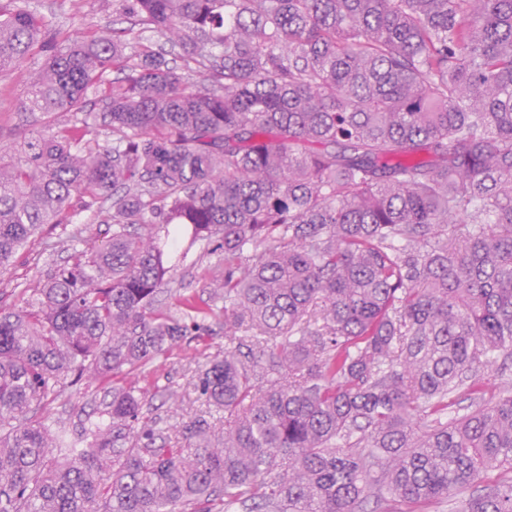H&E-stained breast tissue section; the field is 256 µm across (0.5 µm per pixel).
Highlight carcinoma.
Listing matches in <instances>:
<instances>
[{"label": "carcinoma", "mask_w": 512, "mask_h": 512, "mask_svg": "<svg viewBox=\"0 0 512 512\" xmlns=\"http://www.w3.org/2000/svg\"><path fill=\"white\" fill-rule=\"evenodd\" d=\"M122 2L67 43L0 0V74L44 58L0 147V273L94 207L112 228L0 307V512H365L512 470V393L479 401L512 358V0ZM183 236L224 257L178 318ZM217 316L208 413L140 420L129 376ZM65 376L105 383L79 439L42 413ZM457 512H512V478ZM481 378L484 383L486 392V399L496 396L498 391L504 387L511 385L512 387V360L498 361L481 373Z\"/></svg>", "instance_id": "1"}]
</instances>
